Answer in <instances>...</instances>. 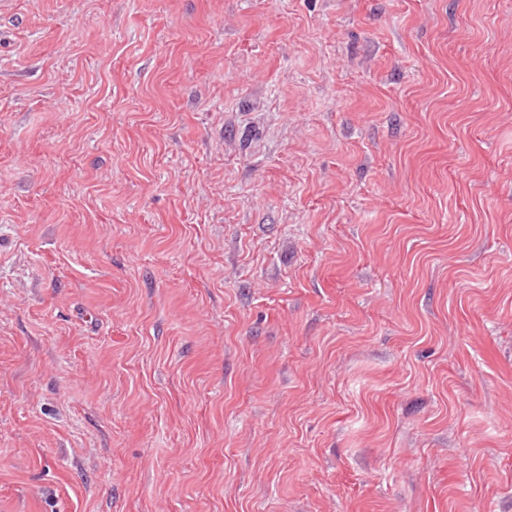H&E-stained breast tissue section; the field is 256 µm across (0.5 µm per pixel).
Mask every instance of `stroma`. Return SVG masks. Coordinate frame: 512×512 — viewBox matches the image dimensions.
I'll list each match as a JSON object with an SVG mask.
<instances>
[{
	"label": "stroma",
	"mask_w": 512,
	"mask_h": 512,
	"mask_svg": "<svg viewBox=\"0 0 512 512\" xmlns=\"http://www.w3.org/2000/svg\"><path fill=\"white\" fill-rule=\"evenodd\" d=\"M0 512H512V0H0Z\"/></svg>",
	"instance_id": "stroma-1"
}]
</instances>
